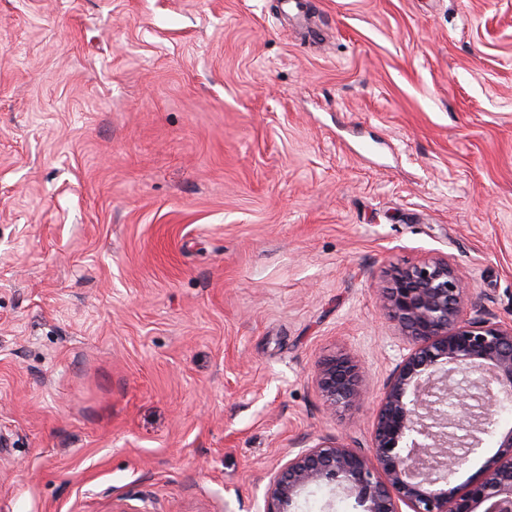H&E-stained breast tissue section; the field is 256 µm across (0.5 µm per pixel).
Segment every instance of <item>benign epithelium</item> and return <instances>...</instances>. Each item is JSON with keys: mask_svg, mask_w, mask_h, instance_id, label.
Here are the masks:
<instances>
[{"mask_svg": "<svg viewBox=\"0 0 512 512\" xmlns=\"http://www.w3.org/2000/svg\"><path fill=\"white\" fill-rule=\"evenodd\" d=\"M383 307L413 348L377 404L372 447L301 449L270 481L264 512H299L302 496L321 485L331 495L325 512L338 497L354 499V512H512V429L478 476L446 489L454 467L493 433L501 398H512V323L467 316L463 275L446 257L394 269ZM365 381L344 355L316 374L330 409L364 400Z\"/></svg>", "mask_w": 512, "mask_h": 512, "instance_id": "obj_1", "label": "benign epithelium"}]
</instances>
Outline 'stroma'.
I'll list each match as a JSON object with an SVG mask.
<instances>
[{
	"label": "stroma",
	"instance_id": "stroma-1",
	"mask_svg": "<svg viewBox=\"0 0 512 512\" xmlns=\"http://www.w3.org/2000/svg\"><path fill=\"white\" fill-rule=\"evenodd\" d=\"M280 2L0 0V512H263L370 448L390 267L512 322V0ZM365 381L366 373L358 360L344 355L325 359L316 374V383L329 409L364 400Z\"/></svg>",
	"mask_w": 512,
	"mask_h": 512
}]
</instances>
